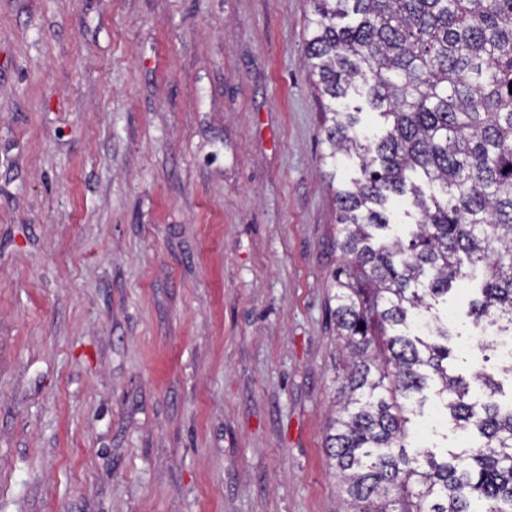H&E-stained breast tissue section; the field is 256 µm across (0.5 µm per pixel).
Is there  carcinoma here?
<instances>
[{"instance_id":"1","label":"carcinoma","mask_w":512,"mask_h":512,"mask_svg":"<svg viewBox=\"0 0 512 512\" xmlns=\"http://www.w3.org/2000/svg\"><path fill=\"white\" fill-rule=\"evenodd\" d=\"M308 66L324 104L326 157H353L361 177L336 188V335L346 360L327 436L350 512H512V403L498 386L474 401L448 374V324L434 304L482 271L469 315L512 337V0H311ZM356 23L336 20L348 13ZM362 87L386 121L372 139ZM418 215L409 239L385 240L388 203ZM433 395L477 443L438 461L408 441L407 414ZM346 103L349 110L353 112V107H361L362 113L360 115L361 121L358 129L366 135L379 134L383 130V119L376 113L370 112L364 102V97L356 95L351 92Z\"/></svg>"}]
</instances>
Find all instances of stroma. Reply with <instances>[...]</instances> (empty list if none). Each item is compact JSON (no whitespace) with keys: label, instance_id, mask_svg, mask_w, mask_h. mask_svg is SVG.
Returning a JSON list of instances; mask_svg holds the SVG:
<instances>
[{"label":"stroma","instance_id":"obj_1","mask_svg":"<svg viewBox=\"0 0 512 512\" xmlns=\"http://www.w3.org/2000/svg\"><path fill=\"white\" fill-rule=\"evenodd\" d=\"M310 0H0V512H349ZM448 293L454 374L512 393ZM425 447L466 435L413 417Z\"/></svg>","mask_w":512,"mask_h":512}]
</instances>
